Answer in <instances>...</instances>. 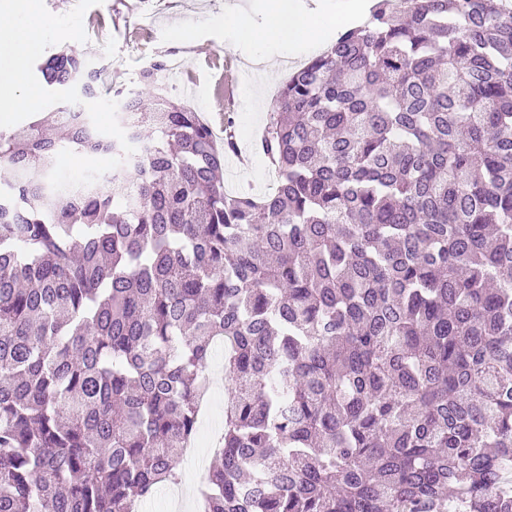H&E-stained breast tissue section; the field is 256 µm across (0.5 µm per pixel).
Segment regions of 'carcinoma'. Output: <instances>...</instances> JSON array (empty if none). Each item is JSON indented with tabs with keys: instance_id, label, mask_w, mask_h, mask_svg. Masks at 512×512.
Here are the masks:
<instances>
[{
	"instance_id": "carcinoma-1",
	"label": "carcinoma",
	"mask_w": 512,
	"mask_h": 512,
	"mask_svg": "<svg viewBox=\"0 0 512 512\" xmlns=\"http://www.w3.org/2000/svg\"><path fill=\"white\" fill-rule=\"evenodd\" d=\"M166 70L118 103L109 179L49 185L64 149L122 156L76 105L0 131V512L179 483L218 343L202 512H512V0H378L283 82L261 198Z\"/></svg>"
}]
</instances>
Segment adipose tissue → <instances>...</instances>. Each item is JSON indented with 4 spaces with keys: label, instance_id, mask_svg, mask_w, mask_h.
<instances>
[{
    "label": "adipose tissue",
    "instance_id": "adipose-tissue-1",
    "mask_svg": "<svg viewBox=\"0 0 512 512\" xmlns=\"http://www.w3.org/2000/svg\"><path fill=\"white\" fill-rule=\"evenodd\" d=\"M224 25L239 42L253 48L251 61L257 66L270 62L269 56L261 52L263 45H276L285 57L298 46L310 52L325 50L331 37V23L322 4L310 5L306 0H265V18L260 24L247 12L228 11Z\"/></svg>",
    "mask_w": 512,
    "mask_h": 512
}]
</instances>
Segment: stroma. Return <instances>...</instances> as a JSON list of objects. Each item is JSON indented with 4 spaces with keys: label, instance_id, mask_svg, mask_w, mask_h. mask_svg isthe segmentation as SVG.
<instances>
[{
    "label": "stroma",
    "instance_id": "1",
    "mask_svg": "<svg viewBox=\"0 0 512 512\" xmlns=\"http://www.w3.org/2000/svg\"><path fill=\"white\" fill-rule=\"evenodd\" d=\"M263 0H102L84 14L88 40L81 46L88 66L103 70L106 81L104 98H112L115 89H133L140 73L155 60H185L183 83L193 82L190 107L209 122L216 136L224 134L225 118H232L243 131L241 152L230 157L224 167L228 190L252 185L256 194L267 191L275 173L252 148L251 135L260 131L275 94L288 73L297 69L300 59L281 60L271 75L255 74L256 96L239 95L231 106L215 109L225 64L253 72L248 47L238 44L232 31L224 27L228 10L251 11L254 20H262Z\"/></svg>",
    "mask_w": 512,
    "mask_h": 512
}]
</instances>
